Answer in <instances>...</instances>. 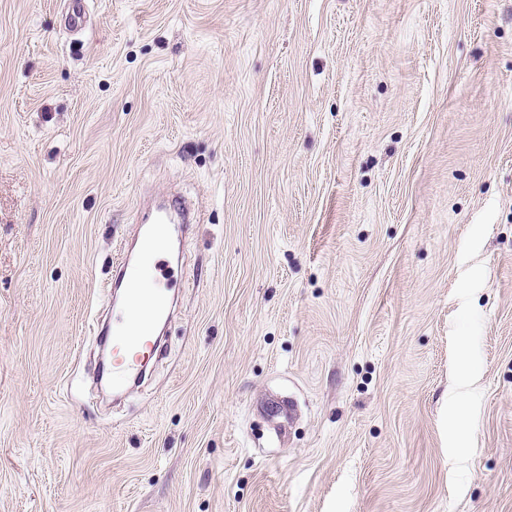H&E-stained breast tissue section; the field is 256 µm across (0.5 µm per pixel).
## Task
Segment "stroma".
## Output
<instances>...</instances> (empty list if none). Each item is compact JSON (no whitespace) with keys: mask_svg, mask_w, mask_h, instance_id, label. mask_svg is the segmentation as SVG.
<instances>
[{"mask_svg":"<svg viewBox=\"0 0 512 512\" xmlns=\"http://www.w3.org/2000/svg\"><path fill=\"white\" fill-rule=\"evenodd\" d=\"M67 11L0 0V512H512V0ZM168 194L116 402L101 286Z\"/></svg>","mask_w":512,"mask_h":512,"instance_id":"obj_1","label":"stroma"}]
</instances>
